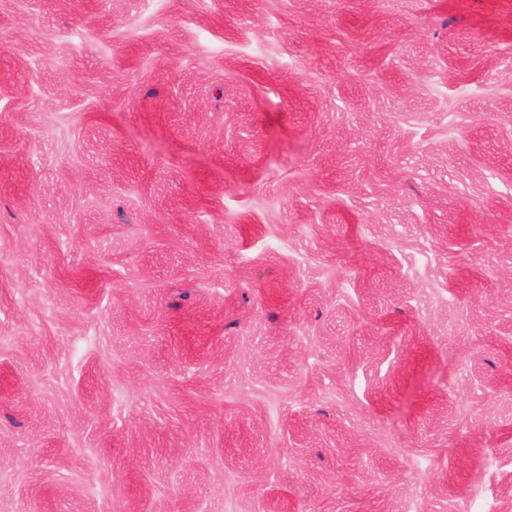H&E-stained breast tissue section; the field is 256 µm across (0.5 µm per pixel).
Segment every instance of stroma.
<instances>
[{"mask_svg":"<svg viewBox=\"0 0 512 512\" xmlns=\"http://www.w3.org/2000/svg\"><path fill=\"white\" fill-rule=\"evenodd\" d=\"M0 512H512V0H0Z\"/></svg>","mask_w":512,"mask_h":512,"instance_id":"obj_1","label":"stroma"}]
</instances>
